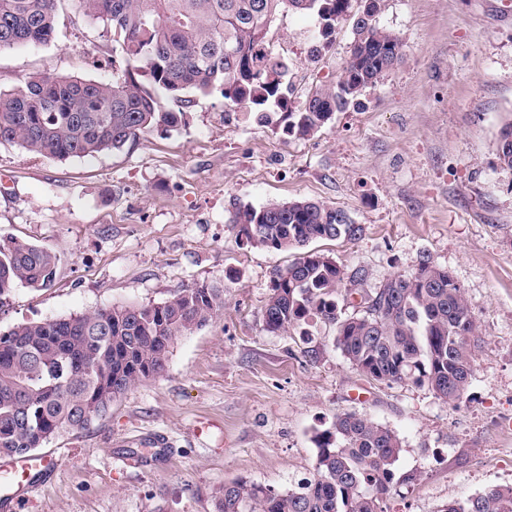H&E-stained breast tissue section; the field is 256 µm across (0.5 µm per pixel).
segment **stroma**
Wrapping results in <instances>:
<instances>
[{"label":"stroma","mask_w":512,"mask_h":512,"mask_svg":"<svg viewBox=\"0 0 512 512\" xmlns=\"http://www.w3.org/2000/svg\"><path fill=\"white\" fill-rule=\"evenodd\" d=\"M378 23L400 36L401 61L310 137L227 108L216 90L195 96L184 126L119 151L60 160L0 144V246L19 238L58 258L50 287L0 300V332L159 303L196 282L224 291L223 312L174 341L161 375L40 448L58 466L22 512H214L225 482L281 491L312 477L320 435L345 412L402 441L387 512H442L512 486V170L496 155L512 114V0H387ZM318 37L313 12L271 29L289 105L336 83L352 22L308 52ZM40 73L111 79L112 46L78 0H62L50 42L0 52L1 90ZM274 199L320 201L361 224L357 240L312 248L364 269L366 290L423 255L453 273L477 323L459 400L366 377L330 323L310 321L305 339L265 330L273 273L300 253L246 246L229 213Z\"/></svg>","instance_id":"1"}]
</instances>
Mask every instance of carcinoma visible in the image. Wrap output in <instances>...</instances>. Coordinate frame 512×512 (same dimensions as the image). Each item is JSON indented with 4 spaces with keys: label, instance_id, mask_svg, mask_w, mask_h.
Masks as SVG:
<instances>
[{
    "label": "carcinoma",
    "instance_id": "obj_1",
    "mask_svg": "<svg viewBox=\"0 0 512 512\" xmlns=\"http://www.w3.org/2000/svg\"><path fill=\"white\" fill-rule=\"evenodd\" d=\"M61 0H0V52L45 43ZM387 0H360L343 72L280 116L282 132L305 138L358 102L402 57L403 43L377 24ZM112 43V79L36 74L0 91V144L54 159L119 151L154 129L186 121L192 96L216 89L228 107L265 112L284 103L286 64L269 49L284 13L317 11L327 40L352 0H82ZM512 170V116L497 144ZM236 224L255 249L290 251L318 240H356L350 215L313 200L238 206ZM56 255L14 238L0 247V298L13 287L48 288ZM364 270L348 274L318 251L273 274L263 326L288 332L316 318L336 326V345L364 375L423 383L457 401L472 374L476 319L446 267L421 257L409 275L367 292ZM361 294L366 309L342 314L339 300ZM224 309V291L197 282L157 304H120L92 313L27 321L0 332V458L32 454L51 438L89 428L135 384L165 371L174 340ZM401 452L394 431L353 412L322 435L311 478L285 491L236 479L214 495L215 512H384ZM440 512H512V487H492Z\"/></svg>",
    "mask_w": 512,
    "mask_h": 512
}]
</instances>
